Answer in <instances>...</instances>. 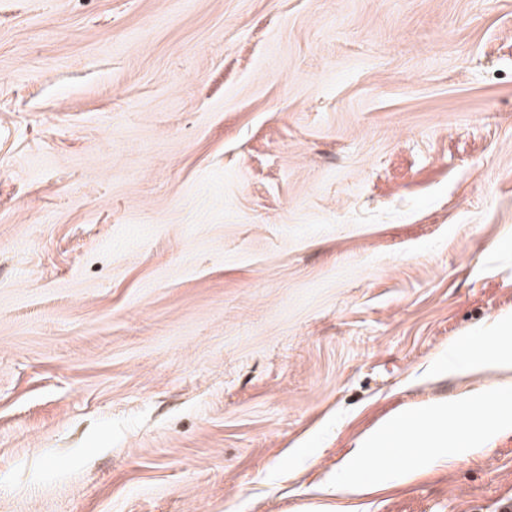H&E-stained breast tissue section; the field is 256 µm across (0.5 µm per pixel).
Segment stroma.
<instances>
[{"label": "stroma", "mask_w": 512, "mask_h": 512, "mask_svg": "<svg viewBox=\"0 0 512 512\" xmlns=\"http://www.w3.org/2000/svg\"><path fill=\"white\" fill-rule=\"evenodd\" d=\"M512 0H0V512H497ZM458 411L459 406H448L446 402L409 411L388 420L382 428L356 448H383L380 442L383 444L385 442L381 433L393 427L401 429L398 448L397 438L391 431L388 438L390 448L387 450L389 453L395 454L399 448H409L407 456L415 454L410 464L428 458L437 448L452 447L455 442L461 444L470 442L474 446L480 434L487 427L490 416L485 410L473 411L463 419L462 424H458L455 422ZM409 422L419 423L421 426L408 429L406 424ZM451 423L453 426L448 427Z\"/></svg>", "instance_id": "35a3bbf8"}]
</instances>
